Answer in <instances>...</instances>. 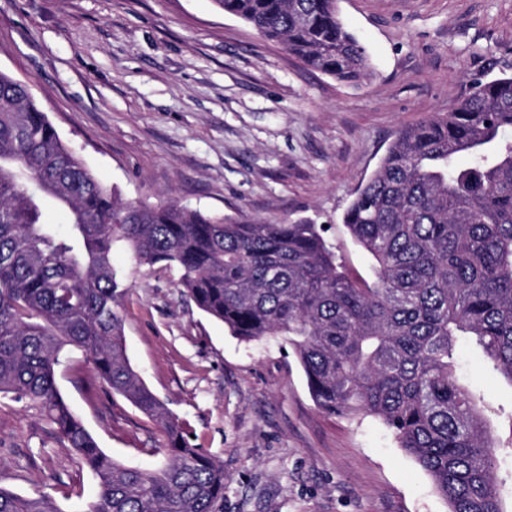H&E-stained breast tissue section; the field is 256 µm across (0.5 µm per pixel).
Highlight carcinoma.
<instances>
[{
  "label": "carcinoma",
  "instance_id": "cac0c4a2",
  "mask_svg": "<svg viewBox=\"0 0 512 512\" xmlns=\"http://www.w3.org/2000/svg\"><path fill=\"white\" fill-rule=\"evenodd\" d=\"M307 67L347 84L371 75L336 0H214ZM512 76L477 82L449 112L396 134L343 223L374 260L350 276L324 228L204 216L174 203L123 202L61 140L24 85L0 71V394L40 409L90 468L87 512H219L224 462L192 447L124 347L130 285L112 269L177 268L183 295L246 342L281 336L322 411L373 416L432 478L449 512H505L498 448L459 381L471 336L512 382ZM51 201L67 231L42 220ZM66 347L161 428L167 458L115 460L56 385ZM0 512H61L45 493L0 488Z\"/></svg>",
  "mask_w": 512,
  "mask_h": 512
}]
</instances>
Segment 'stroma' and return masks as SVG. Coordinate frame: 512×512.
<instances>
[{"label":"stroma","mask_w":512,"mask_h":512,"mask_svg":"<svg viewBox=\"0 0 512 512\" xmlns=\"http://www.w3.org/2000/svg\"><path fill=\"white\" fill-rule=\"evenodd\" d=\"M374 74L347 85L305 66L213 0H0V70L24 82L62 141L122 200L205 215L325 226L347 267L369 256L343 226L356 190L400 129L512 76V0H337ZM127 356L224 462L223 512H449L431 477L372 417L322 412L287 344L246 343L182 295L178 270L115 245ZM458 374L500 444L512 512V383L469 340ZM56 383L114 459H165L159 427L104 389L83 352ZM0 488L85 512L97 485L40 410L0 397Z\"/></svg>","instance_id":"obj_1"}]
</instances>
